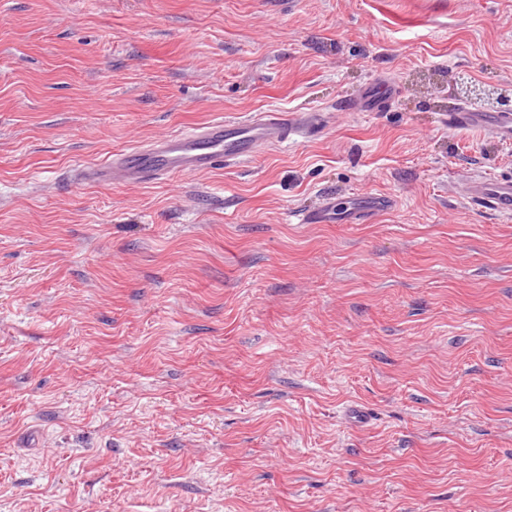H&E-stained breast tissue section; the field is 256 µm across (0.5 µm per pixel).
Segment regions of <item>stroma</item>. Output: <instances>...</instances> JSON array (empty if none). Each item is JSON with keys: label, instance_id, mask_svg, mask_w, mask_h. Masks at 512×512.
<instances>
[{"label": "stroma", "instance_id": "1", "mask_svg": "<svg viewBox=\"0 0 512 512\" xmlns=\"http://www.w3.org/2000/svg\"><path fill=\"white\" fill-rule=\"evenodd\" d=\"M495 89L512 0H0V512H512V218L460 193L512 141L440 124ZM257 110L328 119L65 180ZM324 194L397 206L289 223ZM399 93L396 80L390 76H378L370 80L353 98L339 105L343 112H382L391 106ZM324 123L322 112L281 110L215 119L196 128L113 151L101 163L73 169L69 180L80 186L112 189L213 172L252 162L273 148L314 140Z\"/></svg>", "mask_w": 512, "mask_h": 512}]
</instances>
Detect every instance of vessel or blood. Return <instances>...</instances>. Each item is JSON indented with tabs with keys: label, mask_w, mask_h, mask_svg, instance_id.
Returning <instances> with one entry per match:
<instances>
[{
	"label": "vessel or blood",
	"mask_w": 512,
	"mask_h": 512,
	"mask_svg": "<svg viewBox=\"0 0 512 512\" xmlns=\"http://www.w3.org/2000/svg\"><path fill=\"white\" fill-rule=\"evenodd\" d=\"M399 93L396 80L379 76L353 98L344 100L343 112H380L391 106ZM319 112L260 111L215 119L175 134L136 143L112 152L103 162L73 169L71 183L116 188L147 186L178 175L213 172L251 162L269 150L318 137L324 127ZM448 130L482 131L497 139L512 140V113L490 112L474 104L458 106L441 117ZM463 197L496 215L512 217V178L477 176L466 180ZM394 207L391 197L374 196L368 202L352 197L337 202L322 196L315 208L291 212L295 224H368Z\"/></svg>",
	"instance_id": "obj_1"
}]
</instances>
